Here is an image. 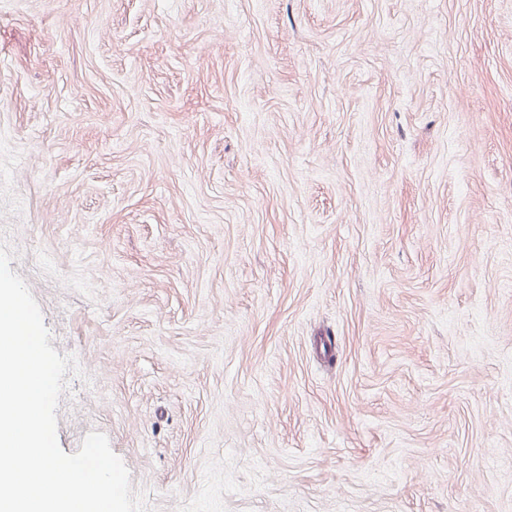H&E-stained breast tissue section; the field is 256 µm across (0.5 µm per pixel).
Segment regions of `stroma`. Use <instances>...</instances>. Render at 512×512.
I'll use <instances>...</instances> for the list:
<instances>
[{
  "label": "stroma",
  "instance_id": "stroma-1",
  "mask_svg": "<svg viewBox=\"0 0 512 512\" xmlns=\"http://www.w3.org/2000/svg\"><path fill=\"white\" fill-rule=\"evenodd\" d=\"M0 239L147 512H512V0H0Z\"/></svg>",
  "mask_w": 512,
  "mask_h": 512
}]
</instances>
